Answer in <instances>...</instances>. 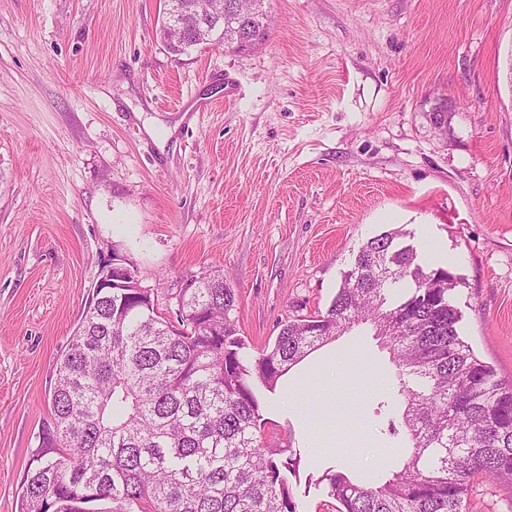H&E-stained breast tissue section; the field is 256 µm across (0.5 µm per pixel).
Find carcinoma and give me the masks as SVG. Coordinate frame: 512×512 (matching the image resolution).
Here are the masks:
<instances>
[{
	"label": "carcinoma",
	"mask_w": 512,
	"mask_h": 512,
	"mask_svg": "<svg viewBox=\"0 0 512 512\" xmlns=\"http://www.w3.org/2000/svg\"><path fill=\"white\" fill-rule=\"evenodd\" d=\"M402 236L369 238L328 308L288 321L256 355L218 270L186 282L173 322L150 288L97 289L57 362L19 512H300L307 449L265 447L262 406L288 370L360 324L397 367L402 411L382 426L409 454L386 478L329 466L306 488L327 489L338 512H466L473 481L512 483V382L461 337L457 277L424 268ZM350 358L377 373L362 346Z\"/></svg>",
	"instance_id": "obj_1"
}]
</instances>
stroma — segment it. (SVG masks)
<instances>
[{"label": "stroma", "instance_id": "35a3bbf8", "mask_svg": "<svg viewBox=\"0 0 512 512\" xmlns=\"http://www.w3.org/2000/svg\"><path fill=\"white\" fill-rule=\"evenodd\" d=\"M261 50L160 38L162 0H0V512H17L56 363L112 259L173 317L220 270L250 351L326 310L359 247L405 232L459 279L460 334L512 381V0H267ZM447 105L435 113L436 103ZM363 342L378 380L351 378ZM263 443L369 479L401 464L376 408L397 370L370 327L290 377ZM358 407L310 435L303 409ZM466 512H512L474 482Z\"/></svg>", "mask_w": 512, "mask_h": 512}]
</instances>
